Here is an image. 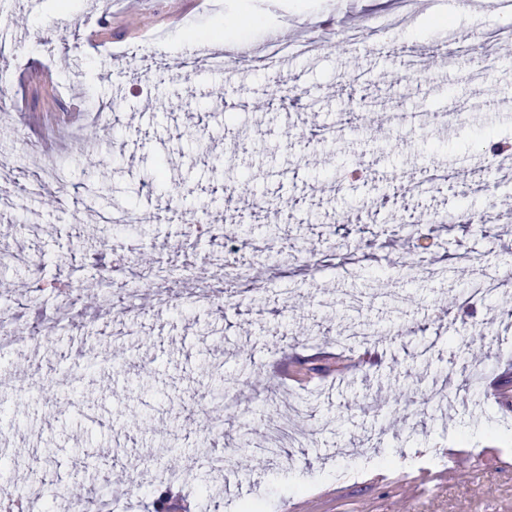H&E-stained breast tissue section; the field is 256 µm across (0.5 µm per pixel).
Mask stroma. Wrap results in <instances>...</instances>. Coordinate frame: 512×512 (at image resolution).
<instances>
[{
	"instance_id": "obj_1",
	"label": "stroma",
	"mask_w": 512,
	"mask_h": 512,
	"mask_svg": "<svg viewBox=\"0 0 512 512\" xmlns=\"http://www.w3.org/2000/svg\"><path fill=\"white\" fill-rule=\"evenodd\" d=\"M0 0V41L17 60L0 69V175L25 171L29 146L47 145L65 189L46 186L0 212L15 225L0 248L33 251L43 266L28 345L0 353V458L6 476L39 504L64 512L62 491L104 498L109 512H154L164 494L182 512H512V223L488 233L456 222L460 210L512 206V172L487 143L512 136V62L484 69L480 51L445 62L447 29L480 34L512 21L498 0L447 25L427 24L441 5H411L404 31L391 30L392 0ZM364 17L378 37L353 42L346 22ZM233 17L237 26L225 27ZM334 27L336 44L316 59L293 57L288 73L201 65L185 47L222 35L271 45ZM76 71V88L62 73ZM299 92L284 106L273 93ZM119 102L106 122L99 104ZM78 109L83 131L69 140L59 114ZM461 109L465 122L435 116ZM448 173L428 186L424 169ZM267 198L266 213L229 196L240 173ZM480 190L462 194L461 178ZM100 212L133 214L100 224ZM297 214L299 223L288 221ZM203 219L201 232L185 227ZM430 229L434 272L406 269L411 245L394 222ZM43 233L29 237L26 225ZM284 244L292 272L269 254L241 250L230 261L257 275L244 299L164 306L146 298L129 319L96 310L93 282L116 262L103 243L133 238L134 266L196 263L222 252L224 233ZM82 293L79 327L56 321L51 284ZM492 292L470 298L479 283ZM371 329L360 351L350 328ZM471 336L479 378L459 389L448 338ZM241 373L238 418L213 393L212 361ZM313 368L301 381L297 372ZM452 399L423 417L435 381ZM314 396L299 426L307 435L289 462L262 450L265 420L291 394ZM344 414L341 430L325 427ZM249 451H241L242 441ZM158 465L141 466L156 449ZM230 456L227 487L203 493L209 450ZM493 466L441 469L442 456ZM393 455L387 479L375 461Z\"/></svg>"
}]
</instances>
